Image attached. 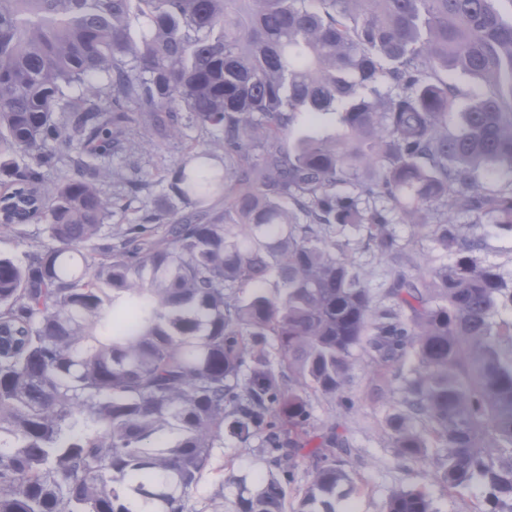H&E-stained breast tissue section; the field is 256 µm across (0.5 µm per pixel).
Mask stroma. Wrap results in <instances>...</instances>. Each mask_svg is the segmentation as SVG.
Returning <instances> with one entry per match:
<instances>
[{"instance_id": "obj_1", "label": "stroma", "mask_w": 512, "mask_h": 512, "mask_svg": "<svg viewBox=\"0 0 512 512\" xmlns=\"http://www.w3.org/2000/svg\"><path fill=\"white\" fill-rule=\"evenodd\" d=\"M203 139L197 128L189 127L182 136L157 148H141L132 158L119 150L113 152L109 162L121 171L122 178L102 185L104 194L112 200V225L137 224L153 215L166 189L165 175L189 160ZM395 231L407 255L399 265L367 248L361 232L352 229L346 232L350 241L348 258L355 269L364 274L374 303L379 307L392 303L387 291L395 273L410 274L425 263L437 267L450 261L447 253L435 249L413 226L399 224ZM51 243L45 225L25 224L18 231L0 235V254L23 262L32 246ZM352 393L356 406L350 411L320 397L312 400L316 425L339 423V431L351 449L347 468L368 485L366 494L337 499L336 512H383L391 491L422 482L423 473L418 466L399 461L389 448L381 431L386 408L370 397L369 375L364 366L355 368Z\"/></svg>"}]
</instances>
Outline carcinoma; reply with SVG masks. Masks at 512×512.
I'll list each match as a JSON object with an SVG mask.
<instances>
[{
    "instance_id": "carcinoma-1",
    "label": "carcinoma",
    "mask_w": 512,
    "mask_h": 512,
    "mask_svg": "<svg viewBox=\"0 0 512 512\" xmlns=\"http://www.w3.org/2000/svg\"><path fill=\"white\" fill-rule=\"evenodd\" d=\"M495 2L0 0V235L37 222L55 242L0 255V512H288L304 449L294 512H336L360 487L336 423L312 435L310 397L354 406L356 350L394 455L446 493L479 484L476 512H512V286L472 223L512 231V21ZM450 70L492 90L461 106ZM131 111L144 145L223 137L167 177L154 223L106 233L103 159ZM327 112L334 133L284 145ZM398 221L453 260L396 274L380 310L336 233L398 263ZM226 434L274 471L232 457L224 476ZM384 512L437 510L420 485ZM336 126V114H324L318 118H313L308 114L298 117L293 129V136L306 133H324L331 132Z\"/></svg>"
}]
</instances>
